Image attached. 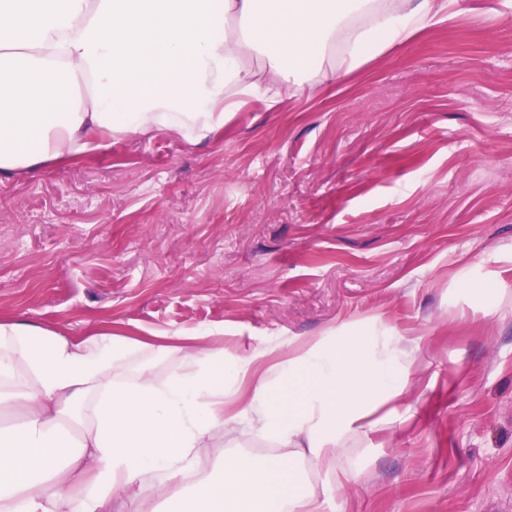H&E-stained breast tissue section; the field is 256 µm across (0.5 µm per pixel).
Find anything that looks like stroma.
Returning <instances> with one entry per match:
<instances>
[{"instance_id":"stroma-1","label":"stroma","mask_w":512,"mask_h":512,"mask_svg":"<svg viewBox=\"0 0 512 512\" xmlns=\"http://www.w3.org/2000/svg\"><path fill=\"white\" fill-rule=\"evenodd\" d=\"M196 143L112 139L0 188V314L66 336L421 337L403 393L350 433L347 481L293 456L322 512H512V0L440 23ZM502 284L478 298L475 285Z\"/></svg>"}]
</instances>
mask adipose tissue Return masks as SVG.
<instances>
[{
  "mask_svg": "<svg viewBox=\"0 0 512 512\" xmlns=\"http://www.w3.org/2000/svg\"><path fill=\"white\" fill-rule=\"evenodd\" d=\"M448 0H0V183L104 140L176 129L201 141L252 98L279 102L321 74L337 34L350 72L443 14ZM365 27H354L356 17ZM335 51V50H334ZM258 57L245 68L243 54ZM152 344L108 330L62 336L0 316V512H319L292 458L224 451V437L310 443L338 471L343 437L402 394L420 341L343 333L296 340L266 369L224 361V332ZM174 360L158 377L154 361ZM78 428V438L68 432Z\"/></svg>",
  "mask_w": 512,
  "mask_h": 512,
  "instance_id": "adipose-tissue-1",
  "label": "adipose tissue"
}]
</instances>
